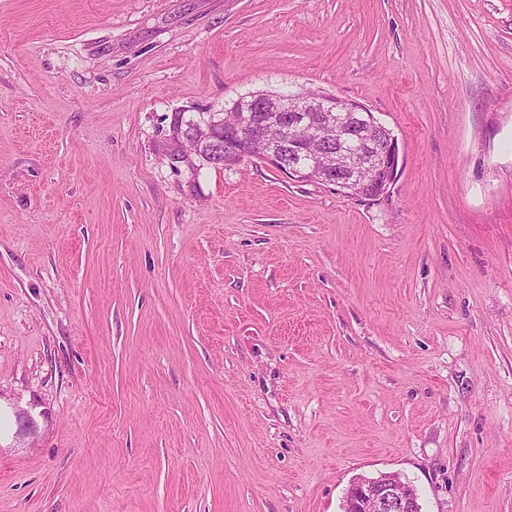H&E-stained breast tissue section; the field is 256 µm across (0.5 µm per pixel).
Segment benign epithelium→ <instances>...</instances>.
I'll use <instances>...</instances> for the list:
<instances>
[{
    "mask_svg": "<svg viewBox=\"0 0 512 512\" xmlns=\"http://www.w3.org/2000/svg\"><path fill=\"white\" fill-rule=\"evenodd\" d=\"M239 121L224 125V113H174L172 125L186 130L176 163L191 156L211 165L231 166L257 159L288 178L321 183L361 198H386L400 164L398 139L367 107L332 94L281 95L254 92L232 106ZM344 512H415V496L395 474L353 479Z\"/></svg>",
    "mask_w": 512,
    "mask_h": 512,
    "instance_id": "7a95c632",
    "label": "benign epithelium"
}]
</instances>
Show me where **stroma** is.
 <instances>
[{
	"label": "stroma",
	"instance_id": "obj_1",
	"mask_svg": "<svg viewBox=\"0 0 512 512\" xmlns=\"http://www.w3.org/2000/svg\"><path fill=\"white\" fill-rule=\"evenodd\" d=\"M357 101L390 197L170 123ZM512 512V0H0V512ZM344 512H414L415 496L395 474L353 479L343 501Z\"/></svg>",
	"mask_w": 512,
	"mask_h": 512
}]
</instances>
